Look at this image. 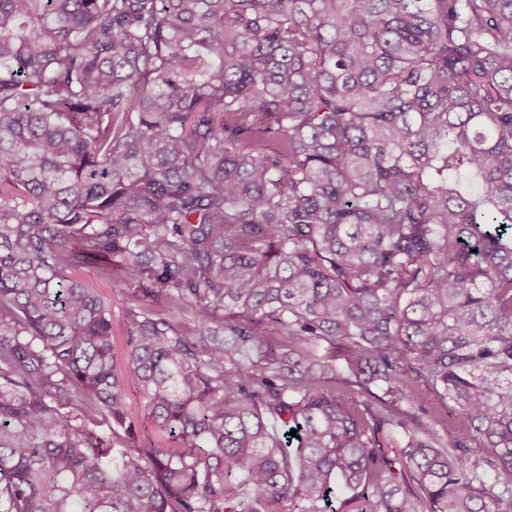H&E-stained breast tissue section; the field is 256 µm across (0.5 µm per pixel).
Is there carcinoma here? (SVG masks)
<instances>
[{
	"mask_svg": "<svg viewBox=\"0 0 512 512\" xmlns=\"http://www.w3.org/2000/svg\"><path fill=\"white\" fill-rule=\"evenodd\" d=\"M338 490L512 512V0H0V512ZM92 288H95L104 302L112 311V340L114 363L118 371L124 369L126 364V319L128 295L119 288H114L106 278H101L95 273L90 276L87 272L80 271ZM129 403L131 406V421L138 439L141 440L145 437L147 438L149 435L156 440L169 444L168 437L162 436L145 418L144 401L138 392H129Z\"/></svg>",
	"mask_w": 512,
	"mask_h": 512,
	"instance_id": "cac0c4a2",
	"label": "carcinoma"
}]
</instances>
